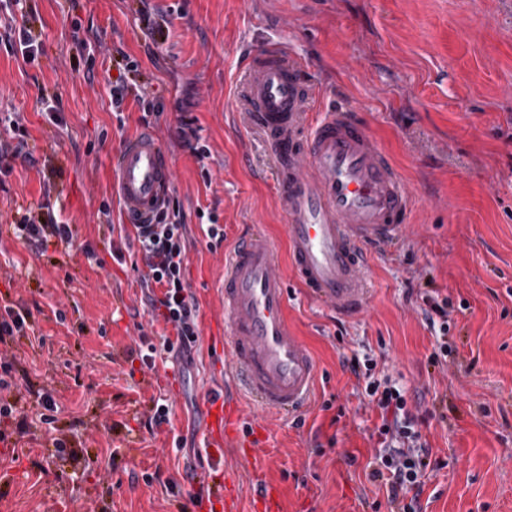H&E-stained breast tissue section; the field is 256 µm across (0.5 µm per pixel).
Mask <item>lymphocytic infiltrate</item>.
I'll return each instance as SVG.
<instances>
[{"mask_svg":"<svg viewBox=\"0 0 512 512\" xmlns=\"http://www.w3.org/2000/svg\"><path fill=\"white\" fill-rule=\"evenodd\" d=\"M187 239V226L174 201L154 223L135 227L134 241L144 264L140 279L144 298L151 311L173 329L160 346H149L142 354L141 362L148 367L160 350L190 359L199 336L198 307L184 276ZM343 365L364 380V393L381 414L380 450L370 480L384 486L395 512H421V477L430 465V451L421 441L424 417L408 409L404 390L391 376L376 374L377 362L371 355L359 360L344 357Z\"/></svg>","mask_w":512,"mask_h":512,"instance_id":"f902f5d3","label":"lymphocytic infiltrate"}]
</instances>
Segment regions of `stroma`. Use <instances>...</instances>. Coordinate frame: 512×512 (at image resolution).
Returning <instances> with one entry per match:
<instances>
[{
	"label": "stroma",
	"mask_w": 512,
	"mask_h": 512,
	"mask_svg": "<svg viewBox=\"0 0 512 512\" xmlns=\"http://www.w3.org/2000/svg\"><path fill=\"white\" fill-rule=\"evenodd\" d=\"M42 51L26 61L0 41V114L20 113L27 158L0 177V307L20 303L41 348L17 337L16 401L30 433L0 421V512H182L196 467L210 490L263 478L284 512H390L368 473L379 413L343 366L370 353L425 415L432 466L422 512H512V0H25ZM170 20L151 35L142 10ZM288 45L311 76L310 109H360L412 195L402 239L371 257L365 314L319 307L288 264L287 222L269 139L240 105L249 54ZM164 110L151 124L128 97L112 110L121 55ZM93 78H86V68ZM58 98L63 122L43 112ZM193 120L209 156L174 136ZM151 127L170 150L173 194L188 226L186 280L198 306L199 341L189 366L142 343L167 327L152 319L120 246L132 228L112 194V156ZM70 224L74 248L35 253L14 226L24 216ZM224 228L209 249L204 218ZM273 240L288 287V315L318 362L316 395L299 417L244 405L243 436L258 464L227 447L212 453L211 394L227 382L216 339L225 335L224 261L249 228ZM450 305L448 355L425 297ZM58 405L42 421L37 393ZM171 408L154 430L141 422L156 402ZM67 441L56 454L53 441ZM174 481L167 490L165 481Z\"/></svg>",
	"instance_id": "1"
}]
</instances>
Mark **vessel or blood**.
<instances>
[{"label":"vessel or blood","mask_w":512,"mask_h":512,"mask_svg":"<svg viewBox=\"0 0 512 512\" xmlns=\"http://www.w3.org/2000/svg\"><path fill=\"white\" fill-rule=\"evenodd\" d=\"M244 106L270 137L278 196L287 218L288 259L302 288L335 314L367 306L369 256L392 247L406 228L412 197L356 107L308 112L310 88L286 45L273 44L248 63ZM114 191L130 223L146 224L171 196L174 166L154 131L128 137L113 156ZM288 289L272 243L245 235L224 266L223 354L234 389L257 407L291 414L312 395L317 364L288 321ZM241 416L228 400L212 418L208 442L239 439ZM252 512H282L269 483L246 490Z\"/></svg>","instance_id":"obj_1"}]
</instances>
